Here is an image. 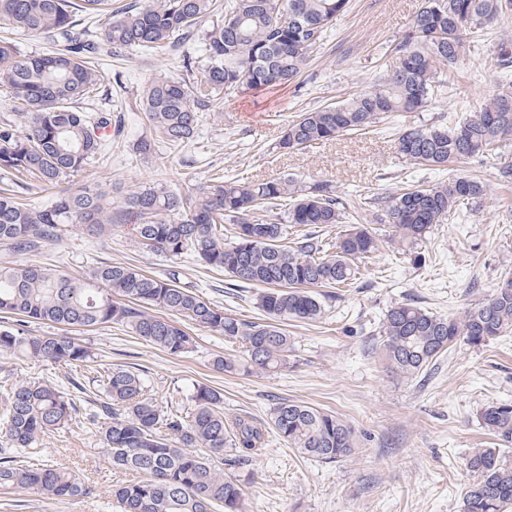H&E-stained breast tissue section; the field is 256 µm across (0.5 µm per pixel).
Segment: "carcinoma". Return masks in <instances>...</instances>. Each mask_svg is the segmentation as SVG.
<instances>
[{
    "instance_id": "cac0c4a2",
    "label": "carcinoma",
    "mask_w": 512,
    "mask_h": 512,
    "mask_svg": "<svg viewBox=\"0 0 512 512\" xmlns=\"http://www.w3.org/2000/svg\"><path fill=\"white\" fill-rule=\"evenodd\" d=\"M82 11L105 17L103 35L75 19L71 0H0V25L19 34H40L64 43L59 52L21 56L0 39V86L32 114L27 132L0 123V243L27 254L59 240L66 224H87L97 234L130 226L142 247L172 258L185 254L230 277L229 288L261 286L262 322L226 312L176 276L159 279L134 266L100 263L73 277L35 264L0 266V313L22 323L47 321L56 333L23 328L0 330V355L82 367L92 359L87 343L69 335L77 327L121 324L172 356L193 351L194 337L180 321L239 343L244 359L217 357L233 371L245 364L275 372L288 367L291 341L281 323L316 322L327 312V296L315 287L340 288L357 280L359 263L377 250L376 237L350 224L336 241L302 233L312 225L345 223L347 204L327 183L297 194L282 175L262 181H223L181 195L160 183L130 192L119 205L110 192L81 188L35 209L21 202L30 187L53 186L78 175L106 147L101 130L112 119L87 111L94 101L100 56L178 51L186 56L181 79L148 80L142 111L153 136L134 144L145 157L159 145L194 141L204 108L224 92L268 89L296 79L327 38L349 0H140L114 9L112 0H82ZM512 12V0H424L392 44L393 66L372 88L349 101L304 112L292 120L279 149L301 150L348 132L376 126L389 112H422L440 86L441 69L464 60L487 27ZM222 18L206 30L202 20ZM200 77H195V73ZM512 138V86L492 95L485 107L452 127L422 125L398 137V152L421 166H446L483 156ZM482 182L454 176L428 188L405 189L380 200L377 223L390 228L400 248H412L435 224H445L483 195ZM383 352L390 366L408 377L427 370L459 342L473 347L512 334V275H504L486 299L459 317L397 303L383 319ZM191 412L165 409L146 394L141 373L114 367L92 401L103 451L133 479L113 491L119 512H241L242 488L224 475L253 459L273 431L303 457L332 463L351 455L353 427L339 417L295 401L273 405L268 422L224 416L221 393L206 384L189 389ZM0 490L26 489L43 498L88 493L75 475L55 468L39 448L43 436L80 421L72 398L49 379L15 385L0 394ZM480 424L503 443L512 442V402L483 407ZM473 474L462 512H507L512 506V462L499 448H478L467 462Z\"/></svg>"
}]
</instances>
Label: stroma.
I'll use <instances>...</instances> for the list:
<instances>
[{
	"instance_id": "obj_1",
	"label": "stroma",
	"mask_w": 512,
	"mask_h": 512,
	"mask_svg": "<svg viewBox=\"0 0 512 512\" xmlns=\"http://www.w3.org/2000/svg\"><path fill=\"white\" fill-rule=\"evenodd\" d=\"M423 0H350L309 65L290 84L265 91L235 89L204 113L193 143L166 150L163 160L143 158L134 143L149 129L140 106L142 89L155 75L181 77L178 54L131 53L100 64V85L92 107L117 112L121 137L81 176L57 188L31 189L26 204L40 208L58 191L111 189L115 201L147 183L185 193L216 181L263 180L288 175L298 186L326 182L350 204V220L378 239L374 260L356 284L337 290L326 317L316 323L290 321L293 350L280 372H225L216 357L241 356L243 348L223 337L191 328L193 352L174 357L140 340L121 325L78 331L94 359L70 369L10 355L0 356V385L47 378L68 389L75 376L96 393L107 372L122 365L139 371L147 394L160 405L186 406L192 384L204 383L224 396L226 417L264 421L270 408L290 400L335 413L355 430L353 454L333 463L302 458L277 436L237 469L243 483V512H461L472 481L470 454L493 438L479 423L492 401H512V335L486 347L460 343L426 375L408 378L390 369L379 330L388 309L413 302L442 315L462 314L488 297L501 274L512 270V183L499 178L512 164V139L487 155L447 167L409 163L397 150L401 131L422 125H452L475 112L512 71L502 69L497 45L512 39V16L489 27L459 65L443 73L445 84L427 110L394 112L368 132L347 134L295 153L274 149L284 128L301 113L368 90L389 63L385 51L409 27ZM456 175L478 177L483 196L461 222L435 225L405 254L377 224L375 198L413 184L432 185ZM51 264L70 274L99 263L132 264L159 278L178 271L181 286L235 317L260 322L254 291L229 294L224 272L138 245L122 231L95 235L87 225L66 226L62 238L24 256L0 244V264L17 260ZM46 459L76 474L88 487L79 497L46 499L18 489L0 495V512H116L112 490L131 480L104 455L93 426H72L42 440Z\"/></svg>"
}]
</instances>
